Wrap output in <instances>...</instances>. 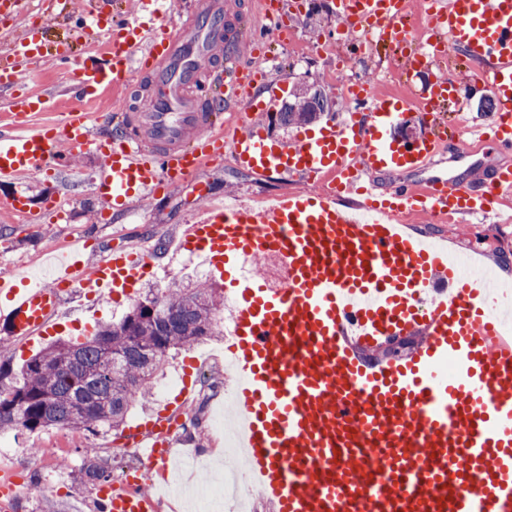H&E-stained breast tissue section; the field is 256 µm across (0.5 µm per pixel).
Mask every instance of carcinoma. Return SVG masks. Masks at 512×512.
I'll use <instances>...</instances> for the list:
<instances>
[{
	"label": "carcinoma",
	"instance_id": "1",
	"mask_svg": "<svg viewBox=\"0 0 512 512\" xmlns=\"http://www.w3.org/2000/svg\"><path fill=\"white\" fill-rule=\"evenodd\" d=\"M337 106L323 89L301 84L275 120L285 130L302 127ZM223 311L224 293L206 282L149 289L119 321L97 324L82 342L56 341L33 355L14 382L1 384L0 428L107 433L124 427L130 411L153 394L166 354L215 335ZM83 454L80 483L110 477L112 467L95 449Z\"/></svg>",
	"mask_w": 512,
	"mask_h": 512
}]
</instances>
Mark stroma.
<instances>
[{
  "label": "stroma",
  "mask_w": 512,
  "mask_h": 512,
  "mask_svg": "<svg viewBox=\"0 0 512 512\" xmlns=\"http://www.w3.org/2000/svg\"><path fill=\"white\" fill-rule=\"evenodd\" d=\"M283 32L272 42V56L277 66L273 78L286 88L307 83L331 89L330 77L340 59L346 58L350 44L357 42L356 32H347L343 39L330 42L338 20L330 0H282ZM300 40L306 53L305 61L291 54L290 43ZM72 83L71 72L45 63L39 75L27 80V88L51 96L49 108L30 118L33 126L53 124L60 120L67 88ZM101 157L94 151L69 154L65 182L55 177L42 176L15 186L0 184V203L14 195L28 198L32 208L41 210L42 226L21 223L19 219L0 216V268L20 266L31 268L39 264L43 253L52 247H63L72 240H89L88 252L100 256L110 249L138 250L140 245H158V269L149 279L156 288L167 287L172 281H202L196 262L175 250L184 225L193 223L206 203L224 199L243 202L274 197L287 189L309 193L314 185L295 172L274 173L268 176L248 171L239 164H229L223 158L211 159L187 182L152 201L136 203L131 213L110 214L100 219L104 205L95 195L93 180ZM64 192L70 197L65 216H58L51 201L55 194ZM414 234L426 241L445 246L449 255H470L481 267L490 269L498 281L512 289V198L498 207L496 217L484 220L460 217L445 224L431 223L419 214L411 215ZM133 301H95L79 295H66L61 312L73 324L67 337L78 336L80 328L89 321L119 320ZM207 362L210 385L195 389L188 411L179 416L180 425L174 432L175 453L193 452L208 460L217 455L223 444L215 433L211 419L217 407L226 405V386L231 383L224 370V343L217 340L194 346L169 355L165 363L166 378H180L193 370L195 363ZM164 408L159 397H152L146 410H134L124 430L110 434L75 433L64 428H49L34 432L22 428L0 432V441L16 448L17 455L0 459V468L7 466L35 483L33 491L21 492L16 512H96L97 492L94 486L81 485L72 477L74 468L83 460L82 449L94 444L102 457L111 463H120L129 448L134 447V428L145 421L156 419ZM51 461L49 468L36 466L38 458Z\"/></svg>",
  "instance_id": "1"
}]
</instances>
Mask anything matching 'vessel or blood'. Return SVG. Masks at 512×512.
Listing matches in <instances>:
<instances>
[{
	"label": "vessel or blood",
	"instance_id": "obj_1",
	"mask_svg": "<svg viewBox=\"0 0 512 512\" xmlns=\"http://www.w3.org/2000/svg\"><path fill=\"white\" fill-rule=\"evenodd\" d=\"M170 0H138V20L112 15L91 0L97 30L110 29L106 67L75 70L80 99L58 127L0 129V182L51 172L59 145L95 147L102 162L94 192L113 211L172 190L206 160L232 146L241 167L295 170L316 180L309 195L286 197L254 211L207 209L186 225L179 250L204 257L238 296L228 349L234 372L232 431L241 438L251 483L277 512H512V338L491 316L493 290L463 274L446 249L384 220H361L358 208L378 206L364 196L355 208L339 194L359 192L364 170L407 167L417 183L389 189V211L409 210L439 221L465 214L489 217L512 193V166L476 171L474 180L428 176L442 134L407 143L392 138L399 117H437L460 103L454 76L424 92L388 98L356 88L358 111L341 123L305 130L294 144L274 145L259 128L215 129L217 107L239 104L242 88L258 89V111H271L281 84L260 79L268 33L222 0H196L180 25L165 23ZM341 31L376 34L396 47L403 73L447 62L461 51L472 65L469 87L492 100L485 126L456 128L454 157L474 150L468 133L495 140L512 154V0H427L433 19L422 35L406 24L410 0H336ZM249 55H240V43ZM0 95L21 119L42 97L19 90L46 57L69 66V46L51 43L43 24L25 27L6 44ZM147 76L148 102L132 98V80ZM220 81L217 95L200 89ZM119 92V132L91 139L87 97ZM277 257L281 285L257 277L250 264ZM155 262L151 253L115 250L92 262L85 245L71 244L51 285L17 273L0 275L9 302L10 334L34 346L63 329V292L118 298L135 292ZM423 335L407 357L376 351L395 336ZM449 360L453 375L439 365ZM171 418L139 424L150 442L151 467L168 464ZM104 512H155V497L140 477L98 487Z\"/></svg>",
	"mask_w": 512,
	"mask_h": 512
}]
</instances>
